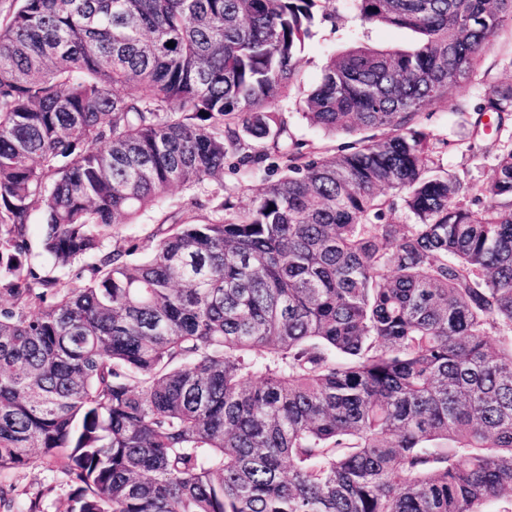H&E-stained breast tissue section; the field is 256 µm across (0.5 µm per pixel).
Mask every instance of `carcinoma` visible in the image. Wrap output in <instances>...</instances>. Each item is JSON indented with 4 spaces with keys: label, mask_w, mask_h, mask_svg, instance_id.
Wrapping results in <instances>:
<instances>
[{
    "label": "carcinoma",
    "mask_w": 512,
    "mask_h": 512,
    "mask_svg": "<svg viewBox=\"0 0 512 512\" xmlns=\"http://www.w3.org/2000/svg\"><path fill=\"white\" fill-rule=\"evenodd\" d=\"M349 2L418 42L355 40L299 98L335 0L0 19V472H59L67 512H512V144L465 186L417 124L512 0ZM292 110L354 140L308 150ZM458 117L473 138L512 124V82ZM228 161L263 182L249 208ZM173 187L209 213L144 258L110 246ZM34 224L71 277L31 263ZM0 509L41 512L1 486Z\"/></svg>",
    "instance_id": "obj_1"
}]
</instances>
